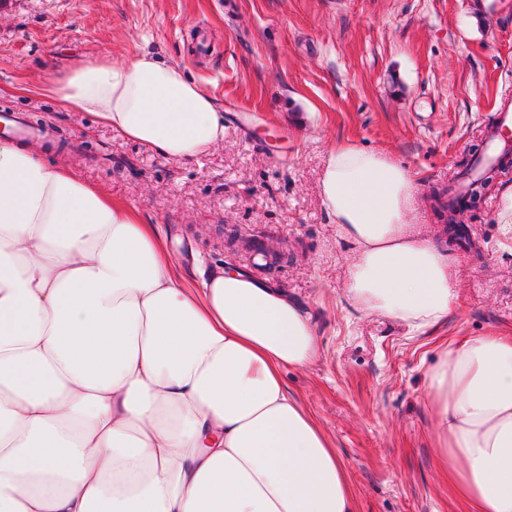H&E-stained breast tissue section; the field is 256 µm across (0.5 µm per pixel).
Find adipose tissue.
Here are the masks:
<instances>
[{"mask_svg": "<svg viewBox=\"0 0 512 512\" xmlns=\"http://www.w3.org/2000/svg\"><path fill=\"white\" fill-rule=\"evenodd\" d=\"M44 90L190 161L224 138L213 95L144 52ZM413 173L345 141L320 194L357 246L349 293L423 329L456 305L452 258L413 235ZM310 313L241 270L194 283L136 208L0 140V512H358L347 469L287 367ZM440 467L475 512H512V336L456 339L428 375Z\"/></svg>", "mask_w": 512, "mask_h": 512, "instance_id": "adipose-tissue-1", "label": "adipose tissue"}]
</instances>
